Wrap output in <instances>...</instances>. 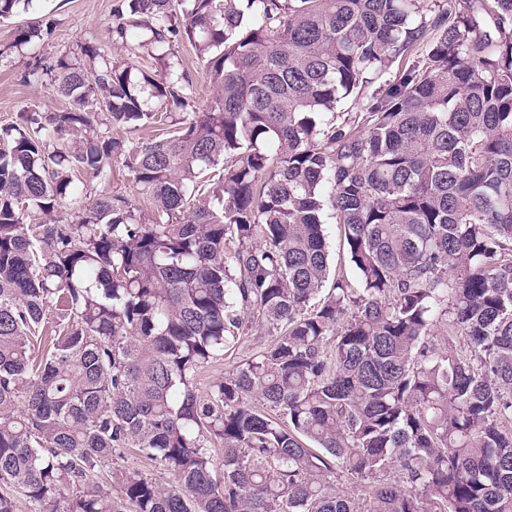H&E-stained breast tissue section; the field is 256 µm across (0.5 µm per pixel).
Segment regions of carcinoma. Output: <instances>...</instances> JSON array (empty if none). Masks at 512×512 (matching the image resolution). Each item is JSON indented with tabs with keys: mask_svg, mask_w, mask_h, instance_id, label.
Masks as SVG:
<instances>
[{
	"mask_svg": "<svg viewBox=\"0 0 512 512\" xmlns=\"http://www.w3.org/2000/svg\"><path fill=\"white\" fill-rule=\"evenodd\" d=\"M110 32L161 79L86 43L22 75L70 106L0 130V512H512V0H115ZM114 161L150 220L78 196ZM172 52L183 60L193 82V94L189 100L190 106L186 107V111L206 108L216 91L208 82L203 65L197 59L193 48L189 43H177L172 47ZM327 224L324 225L326 241L329 248L330 259V279L329 286L332 282L333 276L340 274L349 278L351 281L356 280V273L353 267L349 264L343 248V237L340 224H336V219L332 215L327 217ZM328 286V287H329ZM253 336H251L249 339L250 341L247 342L243 348L236 350L234 353H228L224 355V359H221L217 361L216 363L212 364L211 367L207 369L206 372L202 374L199 380V387L201 390L205 391L208 386L217 379H220L227 375L229 372H232V370L242 363L245 359H247L251 354L255 352L257 346L259 343H257V340H261L262 343H266L268 340V336L264 335V332H253ZM263 337L262 339H255L252 338L256 337Z\"/></svg>",
	"mask_w": 512,
	"mask_h": 512,
	"instance_id": "cac0c4a2",
	"label": "carcinoma"
}]
</instances>
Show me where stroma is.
Returning a JSON list of instances; mask_svg holds the SVG:
<instances>
[{
	"instance_id": "obj_1",
	"label": "stroma",
	"mask_w": 512,
	"mask_h": 512,
	"mask_svg": "<svg viewBox=\"0 0 512 512\" xmlns=\"http://www.w3.org/2000/svg\"><path fill=\"white\" fill-rule=\"evenodd\" d=\"M114 0H32L27 10L0 20V126L15 120L21 112H50L67 108L68 100L58 95L47 82L23 83L21 76L36 58L54 60L62 55L78 56L82 44L92 42L110 48L115 60L127 59L128 52L113 47L110 26ZM56 23L52 36L42 41L17 45V29L34 25L46 17ZM174 55L182 59L193 82L189 100L191 109L206 108L215 94L202 63L187 43L175 44ZM82 196L121 193L130 198L144 215H152L153 206L134 184L122 164H113L103 176L84 178L77 183Z\"/></svg>"
}]
</instances>
